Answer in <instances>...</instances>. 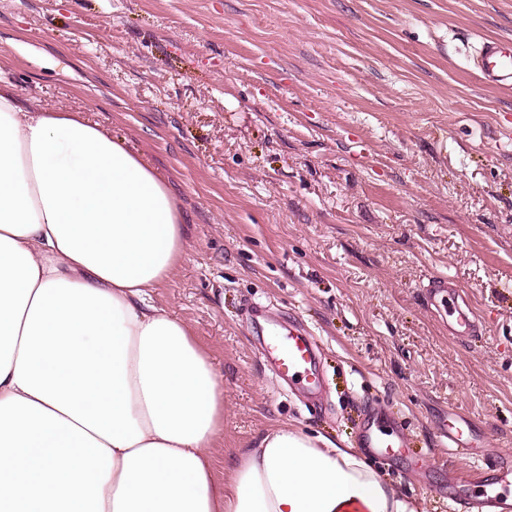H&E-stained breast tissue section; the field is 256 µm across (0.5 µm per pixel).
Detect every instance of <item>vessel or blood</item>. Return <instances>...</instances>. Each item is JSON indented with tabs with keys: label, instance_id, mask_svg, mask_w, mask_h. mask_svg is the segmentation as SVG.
Wrapping results in <instances>:
<instances>
[{
	"label": "vessel or blood",
	"instance_id": "vessel-or-blood-1",
	"mask_svg": "<svg viewBox=\"0 0 512 512\" xmlns=\"http://www.w3.org/2000/svg\"><path fill=\"white\" fill-rule=\"evenodd\" d=\"M473 66L482 84L491 87H512V43L502 40L483 42L473 60ZM429 294L432 299H440L448 304V332L456 338H466L480 331L469 298L464 290L447 279L430 282ZM257 318L267 319L264 310H256ZM268 321L271 339L268 344L272 364L277 375L291 382L301 383L309 393H317L323 383V376L317 363V342L311 334L289 328L281 331L276 320ZM449 447L470 453L476 435L469 418L450 415L444 426ZM367 447L381 455L391 454L393 449L407 445L404 434L384 433L378 430L366 433Z\"/></svg>",
	"mask_w": 512,
	"mask_h": 512
}]
</instances>
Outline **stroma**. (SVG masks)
I'll return each instance as SVG.
<instances>
[{
  "label": "stroma",
  "mask_w": 512,
  "mask_h": 512,
  "mask_svg": "<svg viewBox=\"0 0 512 512\" xmlns=\"http://www.w3.org/2000/svg\"><path fill=\"white\" fill-rule=\"evenodd\" d=\"M512 0H0V79L142 153L186 216L159 305L224 387L216 462L289 424L355 448L367 413L411 439L371 463L417 512L512 459V89L471 60ZM468 294L456 339L426 287ZM321 345L307 401L250 307ZM485 442L458 454L449 413Z\"/></svg>",
  "instance_id": "35a3bbf8"
}]
</instances>
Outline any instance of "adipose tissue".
<instances>
[{
	"mask_svg": "<svg viewBox=\"0 0 512 512\" xmlns=\"http://www.w3.org/2000/svg\"><path fill=\"white\" fill-rule=\"evenodd\" d=\"M184 222L139 154L0 86V512H417L291 425L216 478L224 390L154 298Z\"/></svg>",
	"mask_w": 512,
	"mask_h": 512,
	"instance_id": "ef3b65f1",
	"label": "adipose tissue"
}]
</instances>
